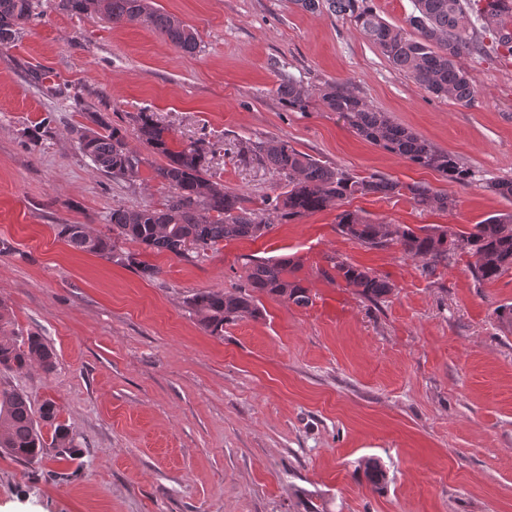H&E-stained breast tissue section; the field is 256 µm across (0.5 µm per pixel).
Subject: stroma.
<instances>
[{"label": "stroma", "mask_w": 512, "mask_h": 512, "mask_svg": "<svg viewBox=\"0 0 512 512\" xmlns=\"http://www.w3.org/2000/svg\"><path fill=\"white\" fill-rule=\"evenodd\" d=\"M193 26L196 54L150 27L75 15L40 0L24 36L0 49V299L13 328L57 355L53 372L0 371L33 405L54 400L84 448L81 470L0 457V512H512V329L494 310L512 304V273L479 283L462 253L426 273L398 248L341 235L336 213L274 224L255 241H228L197 258L123 251L132 267L73 251L62 224L111 232L118 205H160L167 188L132 122L152 113L175 141L215 144L212 173L253 201L278 177L239 161L238 143L284 139L329 166L455 199L422 212L404 197L347 202L391 224L466 230L512 203L463 186L353 134L322 104L325 82L346 81L374 108L463 166L512 179V54L483 35L463 57L478 96L469 106L427 94L349 21L289 0H153ZM293 76L310 93L288 110L276 88ZM122 127L146 154L136 186L105 177L78 151L84 107ZM37 132L30 144L28 132ZM386 276L373 304L318 278L327 255ZM300 258L315 296L299 308L264 299L265 318L205 332L186 306L200 290L242 284L245 259ZM385 467L372 491L360 459Z\"/></svg>", "instance_id": "35a3bbf8"}]
</instances>
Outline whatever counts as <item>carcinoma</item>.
<instances>
[{
  "mask_svg": "<svg viewBox=\"0 0 512 512\" xmlns=\"http://www.w3.org/2000/svg\"><path fill=\"white\" fill-rule=\"evenodd\" d=\"M290 2L305 12L325 11L349 21L393 69L411 77L430 95L461 105L472 104L477 89L458 60L483 50L480 32L491 33L498 46L512 53V38L505 41L501 37L506 26H512V0H412L413 11L402 25L385 20L373 0ZM59 6L72 14L104 12L111 22L145 23L185 54L191 55L198 48L195 28L155 7L150 0H59ZM38 8L39 0H0V48L22 38ZM276 93L290 110L303 112L308 107V92L291 76L279 83ZM321 98L353 133L384 150L447 180L463 185L481 181L480 175L461 165L455 155L374 109L345 83H325ZM85 115L88 123L74 129L76 137L86 141L82 155L100 173L136 184L145 159L128 146L125 130L113 126L91 107L85 109ZM133 121L140 141L167 159V163L153 169V178L169 189L165 202L159 207L112 209L110 236L93 232L87 224H62L58 234L73 250L135 266L148 280L156 278L159 270L119 250L118 243L131 241L188 260L226 240L264 237L272 228V213L290 223L358 196H404L423 210L446 211L456 206L455 199L428 185L403 184L377 174L358 176L341 167L327 166L286 140L268 139L240 148V156L256 158L280 179L278 193L263 197L262 207L251 208L248 199L214 179L209 170L211 149L204 142L192 141L173 150L169 129L152 114L140 112ZM336 224L340 233L366 248L398 247L405 255L422 261L431 274L440 266H448L459 252L474 257L471 273L480 283L512 272V212L490 215L468 231L443 225L383 223L356 210L338 213ZM300 267L299 260L290 257L249 260L244 263L243 285L232 292H196L188 306L205 331L221 338L228 323L262 318L263 296L300 308L311 305V290L297 276ZM318 275L327 281L343 282L371 303L380 302L393 291L386 277L339 255L327 257V265L318 269ZM11 326L9 308L0 301V369L22 372L36 364L44 372H51L56 354L44 338L32 333L20 336ZM58 416L59 408L53 400L46 399L34 409L25 394L0 386V452L25 463L38 462L52 452L59 460L82 466V449ZM42 424L53 428L49 441L42 434ZM354 472L375 491L387 487V471L374 459L359 460Z\"/></svg>",
  "mask_w": 512,
  "mask_h": 512,
  "instance_id": "cac0c4a2",
  "label": "carcinoma"
}]
</instances>
